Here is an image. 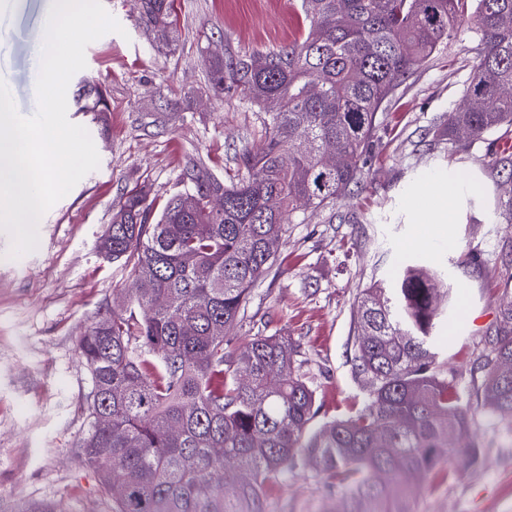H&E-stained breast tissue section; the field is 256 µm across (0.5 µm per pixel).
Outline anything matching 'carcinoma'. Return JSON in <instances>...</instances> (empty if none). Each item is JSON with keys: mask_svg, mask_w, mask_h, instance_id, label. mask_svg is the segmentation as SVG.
I'll list each match as a JSON object with an SVG mask.
<instances>
[{"mask_svg": "<svg viewBox=\"0 0 512 512\" xmlns=\"http://www.w3.org/2000/svg\"><path fill=\"white\" fill-rule=\"evenodd\" d=\"M299 2L309 24L287 47L207 58L215 94L232 90L265 113L262 145L239 155L244 175L227 184L192 157L161 211L132 192L100 241L107 258L132 264L136 282L127 306L107 308L79 341L92 375L79 448L104 495L117 479L125 485L110 495L112 512H263L269 488L300 461L338 490L336 512H414L413 485L447 476L451 457L479 465L477 442L456 444L475 412L512 434V380L496 371L512 360V304L483 336L469 368L480 385L465 395L434 349L449 293L417 265L396 287L359 294L352 369L369 398L354 415L312 426L315 394L296 373L292 337L226 348L276 263L266 241L282 238L284 214L324 209L363 184L378 113L440 44L474 34L463 93L478 106L449 113L435 140L455 142L460 126L471 140L512 127V0ZM140 22L159 50L179 39L174 0H143ZM77 105L108 130L102 87L84 83Z\"/></svg>", "mask_w": 512, "mask_h": 512, "instance_id": "cac0c4a2", "label": "carcinoma"}]
</instances>
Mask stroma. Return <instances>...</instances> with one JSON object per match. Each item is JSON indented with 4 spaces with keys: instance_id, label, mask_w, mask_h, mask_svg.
<instances>
[{
    "instance_id": "35a3bbf8",
    "label": "stroma",
    "mask_w": 512,
    "mask_h": 512,
    "mask_svg": "<svg viewBox=\"0 0 512 512\" xmlns=\"http://www.w3.org/2000/svg\"><path fill=\"white\" fill-rule=\"evenodd\" d=\"M49 0H0V79L19 113L35 110L32 49ZM123 27L85 50L86 66L71 78L67 117L86 126L97 169L56 202L38 226L37 249L9 258L0 232V512L32 503L57 512H110L98 479L78 446L89 428L90 369L80 336L104 304L120 307L133 286L130 267L107 259L97 242L113 211L132 190L150 188L157 205L180 189L185 161L202 156L233 180L238 154L265 135L264 115L236 95L215 97L204 50L225 55L275 50L299 38L306 22L297 0H175L178 41L157 49L139 24L137 0H102ZM471 41L441 45L378 116L363 188L286 224L272 271L251 293L247 317L230 338L242 349L254 336L288 334L301 343L299 371L314 390L317 423L362 408L366 388L352 372L354 314L363 288L392 286L407 263L439 276L452 304L439 362L464 393L467 365L481 351L503 304L512 301V219L499 202L512 179L491 172V155L512 144V131L437 145L445 113L464 103L474 53ZM109 94L108 132L76 111L80 82ZM460 190L448 223L434 224L449 179ZM478 466L454 461L456 472L413 491L417 512H512V436L476 417ZM336 490L297 465L272 487L266 512H328Z\"/></svg>"
}]
</instances>
